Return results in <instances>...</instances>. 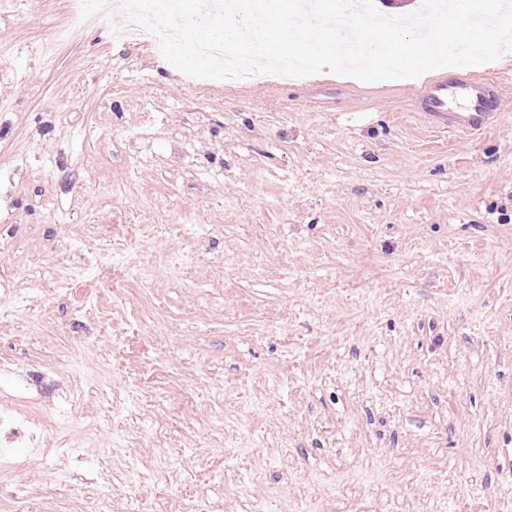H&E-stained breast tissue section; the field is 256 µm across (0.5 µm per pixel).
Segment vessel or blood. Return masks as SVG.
<instances>
[{
    "mask_svg": "<svg viewBox=\"0 0 512 512\" xmlns=\"http://www.w3.org/2000/svg\"><path fill=\"white\" fill-rule=\"evenodd\" d=\"M416 107L436 127L453 133H476L492 127L500 107L497 87L471 76L437 75L418 94Z\"/></svg>",
    "mask_w": 512,
    "mask_h": 512,
    "instance_id": "b4317fda",
    "label": "vessel or blood"
}]
</instances>
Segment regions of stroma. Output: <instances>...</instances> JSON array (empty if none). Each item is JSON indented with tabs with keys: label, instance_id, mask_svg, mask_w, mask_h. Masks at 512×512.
<instances>
[{
	"label": "stroma",
	"instance_id": "obj_1",
	"mask_svg": "<svg viewBox=\"0 0 512 512\" xmlns=\"http://www.w3.org/2000/svg\"><path fill=\"white\" fill-rule=\"evenodd\" d=\"M0 0V512H512V64L200 87ZM415 103L436 127L467 134L492 127L500 96L497 87L484 79L458 75L448 81V74L441 73L421 90Z\"/></svg>",
	"mask_w": 512,
	"mask_h": 512
}]
</instances>
